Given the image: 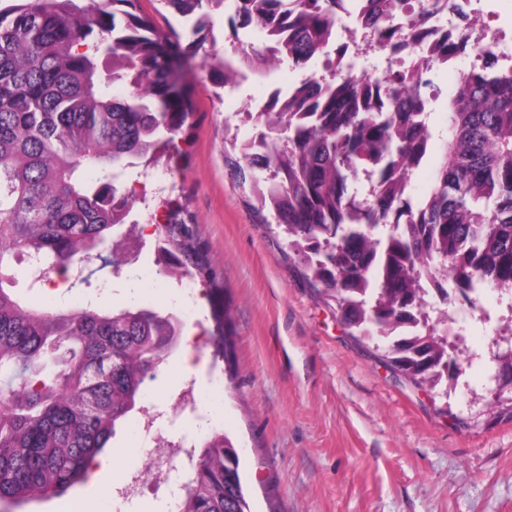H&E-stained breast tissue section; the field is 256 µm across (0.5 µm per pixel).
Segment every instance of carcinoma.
Listing matches in <instances>:
<instances>
[{
  "label": "carcinoma",
  "instance_id": "carcinoma-1",
  "mask_svg": "<svg viewBox=\"0 0 512 512\" xmlns=\"http://www.w3.org/2000/svg\"><path fill=\"white\" fill-rule=\"evenodd\" d=\"M137 0H12L0 6V512L60 494L134 413L146 381L183 342L174 311L134 299L119 308L60 310L21 302L18 266L47 284L80 262L130 264L136 198L127 173L180 152L190 114L175 29L158 30ZM211 31L260 26L257 54L216 52L201 69L234 87L242 69L261 76L304 68L338 40L345 0H160ZM452 0H351L376 49L401 41L402 17L422 26ZM121 84L126 94L112 95ZM433 81L410 70L305 80L261 113L253 151L237 143L224 161L263 223L288 238L312 286L336 302L343 323L387 341L397 371L432 388L453 375L448 318L456 300L492 288L512 295V66L484 60L460 72L446 136L428 118ZM439 154L426 198L410 180ZM157 257L178 279L215 286L196 220L170 196ZM437 292L439 303L432 300ZM178 512H250L233 441L221 430L197 449Z\"/></svg>",
  "mask_w": 512,
  "mask_h": 512
}]
</instances>
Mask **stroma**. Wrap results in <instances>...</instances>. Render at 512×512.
I'll return each instance as SVG.
<instances>
[{"mask_svg": "<svg viewBox=\"0 0 512 512\" xmlns=\"http://www.w3.org/2000/svg\"><path fill=\"white\" fill-rule=\"evenodd\" d=\"M182 74L193 114L167 168L198 222L218 287L187 323L193 371L172 378L182 355L169 357L149 383L155 402L195 383L209 417L240 450L251 512H512V393L499 392L494 359L512 347L500 333L512 321L506 300L487 290L474 304L453 305L467 337L456 384L419 387L395 372L376 341L351 335L224 164L225 140L256 133L240 117L249 100L295 80V71L285 64L252 76L231 98L200 57L184 61ZM131 216L146 226L138 261L118 278L95 270L89 284L51 299L54 306H119L136 275L148 304L180 309V283L156 272L157 235L144 205ZM225 308L229 366L213 337L212 314Z\"/></svg>", "mask_w": 512, "mask_h": 512, "instance_id": "obj_1", "label": "stroma"}]
</instances>
